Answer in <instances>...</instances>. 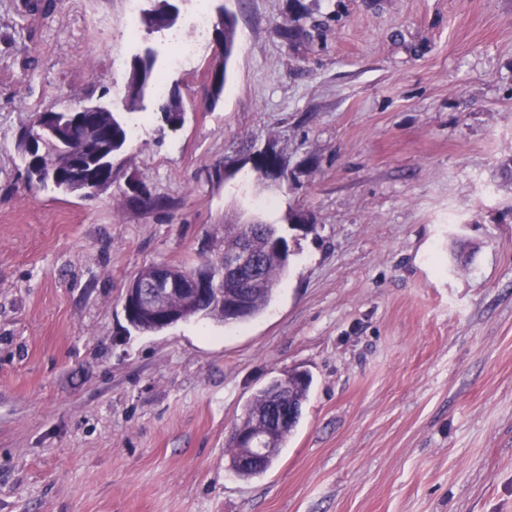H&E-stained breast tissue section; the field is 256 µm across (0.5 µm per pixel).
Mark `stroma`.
<instances>
[{
	"label": "stroma",
	"instance_id": "35a3bbf8",
	"mask_svg": "<svg viewBox=\"0 0 512 512\" xmlns=\"http://www.w3.org/2000/svg\"><path fill=\"white\" fill-rule=\"evenodd\" d=\"M176 7L173 30L132 36L126 0H0V512H512V0ZM224 10L232 57L209 29L167 68L172 34ZM148 47L183 127L160 133L144 98L110 187L28 183L18 130L121 104ZM263 150L284 179L258 176ZM253 219L290 248L262 314L128 325L140 269L218 258ZM294 368L300 421L241 478L233 426Z\"/></svg>",
	"mask_w": 512,
	"mask_h": 512
}]
</instances>
